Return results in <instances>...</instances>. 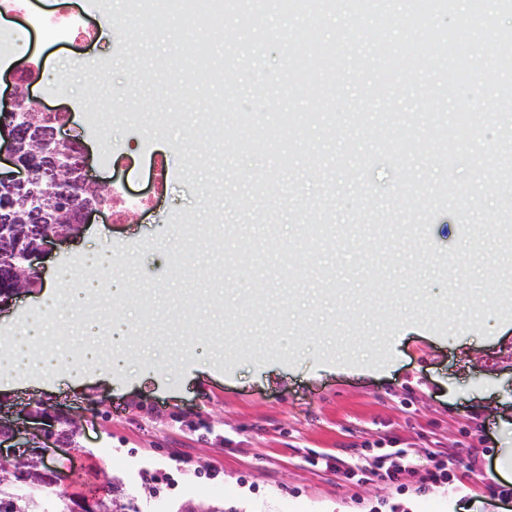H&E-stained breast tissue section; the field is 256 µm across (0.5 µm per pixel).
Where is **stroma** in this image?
<instances>
[{
	"instance_id": "obj_1",
	"label": "stroma",
	"mask_w": 512,
	"mask_h": 512,
	"mask_svg": "<svg viewBox=\"0 0 512 512\" xmlns=\"http://www.w3.org/2000/svg\"><path fill=\"white\" fill-rule=\"evenodd\" d=\"M28 4L63 25L11 15L31 40L0 67V99L16 66L38 63L30 92L71 112L61 135L85 147L90 177L153 202L130 223L95 216L44 263L72 288L92 272L78 252L113 249L126 296L89 313L131 324L124 372L103 361L46 391L14 378L0 392L6 410L77 414L59 491L100 495L114 478L141 512H507L492 480L512 482V183L465 193L463 209L441 181L480 175L470 155L388 160L370 150L381 134L341 140L344 118L366 127V114L339 103L325 125L297 105L319 91L273 81L287 55L262 21L271 0L247 19L225 10L200 66L177 18ZM217 104L219 132L204 120ZM398 448L414 470L394 484L380 463ZM325 455L340 470L310 465ZM438 459L453 462L447 483L421 485Z\"/></svg>"
}]
</instances>
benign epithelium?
I'll use <instances>...</instances> for the list:
<instances>
[{
    "mask_svg": "<svg viewBox=\"0 0 512 512\" xmlns=\"http://www.w3.org/2000/svg\"><path fill=\"white\" fill-rule=\"evenodd\" d=\"M36 74L34 66H22L15 74V90L9 101L0 105V137L6 138L7 161L15 167L6 175L0 174V190L10 192L0 199V309L25 292L21 274L41 278L39 260L44 257L49 243L79 234L92 215L102 212L107 204L105 189L88 177L82 152L77 156L76 167L80 180L96 191L95 199L84 200L73 194L56 200L38 193L36 185L42 177L57 180L71 165L69 154L63 150L70 141L58 138V127L69 122L70 114L47 112L30 95L28 87ZM30 137L34 138L38 149L22 159L20 146ZM63 211L74 217L75 231L47 228L51 213ZM27 238L35 239V244L24 251L23 260L28 265L20 268L12 257L21 252ZM63 418L72 420L74 416L51 405L44 411L23 407L16 418L0 416V460L6 462L3 469L18 473L19 462L31 454L47 463L49 449H68V441L57 430Z\"/></svg>",
    "mask_w": 512,
    "mask_h": 512,
    "instance_id": "7a95c632",
    "label": "benign epithelium"
}]
</instances>
